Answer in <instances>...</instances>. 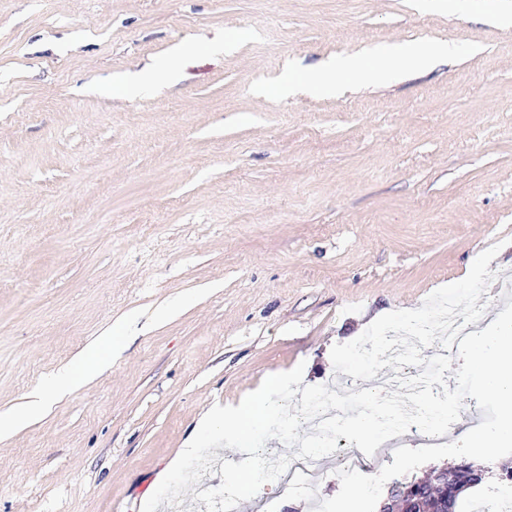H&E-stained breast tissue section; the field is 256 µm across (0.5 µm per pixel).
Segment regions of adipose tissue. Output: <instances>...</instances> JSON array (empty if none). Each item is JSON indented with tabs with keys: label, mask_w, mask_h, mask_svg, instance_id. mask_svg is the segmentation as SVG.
Instances as JSON below:
<instances>
[{
	"label": "adipose tissue",
	"mask_w": 512,
	"mask_h": 512,
	"mask_svg": "<svg viewBox=\"0 0 512 512\" xmlns=\"http://www.w3.org/2000/svg\"><path fill=\"white\" fill-rule=\"evenodd\" d=\"M453 52L452 45L445 40L425 41L414 45H397L380 55L349 54L340 57L336 64L317 71H296L292 78L295 81L309 83L325 90L335 88L336 84L340 82L349 84L379 83L394 71L413 66L430 67ZM103 361L102 350L88 351L69 372L51 377L42 390L27 402L22 412L11 418H0V432L6 434L20 427L27 419L45 408L56 394L97 373L102 367Z\"/></svg>",
	"instance_id": "ef3b65f1"
}]
</instances>
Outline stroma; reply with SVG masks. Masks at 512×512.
<instances>
[{
	"instance_id": "35a3bbf8",
	"label": "stroma",
	"mask_w": 512,
	"mask_h": 512,
	"mask_svg": "<svg viewBox=\"0 0 512 512\" xmlns=\"http://www.w3.org/2000/svg\"><path fill=\"white\" fill-rule=\"evenodd\" d=\"M512 0H0V417L112 331L105 370L0 437V512H140L213 405L421 307L491 245L512 279ZM379 85L289 71L394 44ZM191 46L175 80L125 86ZM340 489L270 482L240 512ZM453 53L452 45L446 40L425 41L414 45H396L381 55L349 54L340 57L336 64L317 71L298 70L293 73L291 79L325 90L335 88L337 82L379 83L394 71L412 66L431 67Z\"/></svg>"
}]
</instances>
